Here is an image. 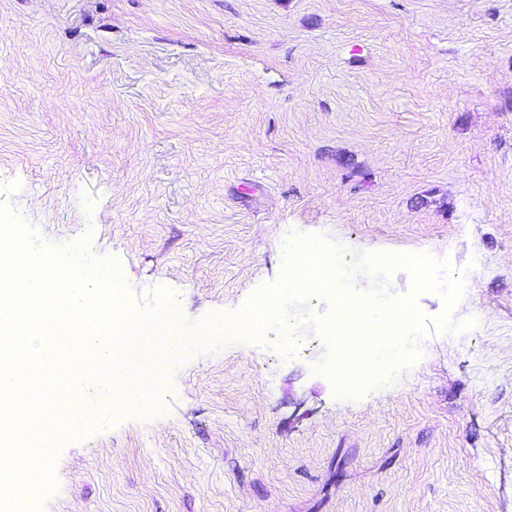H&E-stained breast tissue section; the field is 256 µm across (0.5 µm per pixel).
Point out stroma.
I'll use <instances>...</instances> for the list:
<instances>
[{"mask_svg":"<svg viewBox=\"0 0 512 512\" xmlns=\"http://www.w3.org/2000/svg\"><path fill=\"white\" fill-rule=\"evenodd\" d=\"M0 208L193 327L152 409L101 422L86 383L40 512H512V0H0ZM295 235L398 263L210 338ZM419 254L461 297L415 296L418 358L340 395L314 319L411 295Z\"/></svg>","mask_w":512,"mask_h":512,"instance_id":"obj_1","label":"stroma"}]
</instances>
